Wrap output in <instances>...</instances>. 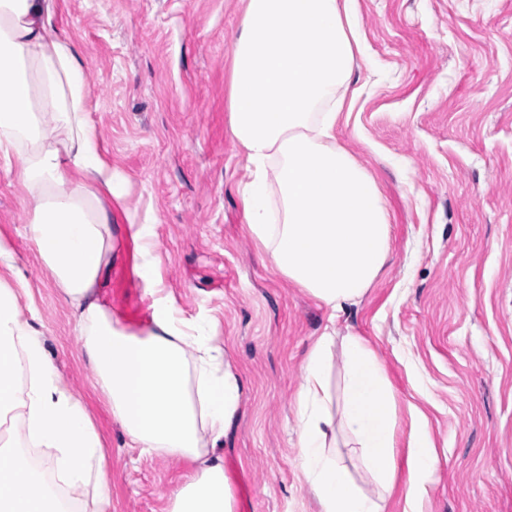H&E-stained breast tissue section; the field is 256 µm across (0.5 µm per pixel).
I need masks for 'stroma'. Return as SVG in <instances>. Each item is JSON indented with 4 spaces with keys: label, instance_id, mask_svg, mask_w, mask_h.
<instances>
[{
    "label": "stroma",
    "instance_id": "35a3bbf8",
    "mask_svg": "<svg viewBox=\"0 0 512 512\" xmlns=\"http://www.w3.org/2000/svg\"><path fill=\"white\" fill-rule=\"evenodd\" d=\"M84 53L88 119L125 179L105 301L145 295L130 225L160 245L161 286L207 319L238 374L217 450L236 512H317L295 461L294 397L326 307L276 273L245 226V157L227 125L241 0H53ZM364 54L336 141L376 179L391 251L339 334L384 361L398 473L424 418L438 457L422 512H512V0H352ZM22 192L0 159V233L29 288L60 382L85 401L112 464V512H163L172 458L128 447L94 394L75 321L23 235Z\"/></svg>",
    "mask_w": 512,
    "mask_h": 512
}]
</instances>
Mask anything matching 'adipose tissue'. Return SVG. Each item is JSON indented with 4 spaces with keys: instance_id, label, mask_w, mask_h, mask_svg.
<instances>
[{
    "instance_id": "adipose-tissue-1",
    "label": "adipose tissue",
    "mask_w": 512,
    "mask_h": 512,
    "mask_svg": "<svg viewBox=\"0 0 512 512\" xmlns=\"http://www.w3.org/2000/svg\"><path fill=\"white\" fill-rule=\"evenodd\" d=\"M230 49L228 124L251 179L246 226L280 275L328 308L358 305L390 253L391 217L375 179L336 143L359 48L357 20L339 0H242ZM80 48L58 26L52 0H0V158L29 214L24 234L76 321L95 390L128 442L184 466L169 512H235L215 446L235 418L238 375L208 320L183 319L159 293L160 257L138 227L140 276L152 298L145 330L126 327L101 290L112 266V208L124 180L86 113ZM23 279L0 275V512H112V470L86 404L60 385L24 318ZM340 384H333V373ZM296 463L319 512H385L397 472V420L385 366L362 336L324 331L302 365L295 396ZM344 445L371 475L354 479ZM51 449L54 480L25 455ZM437 467L427 429L407 459L406 499L419 512Z\"/></svg>"
}]
</instances>
